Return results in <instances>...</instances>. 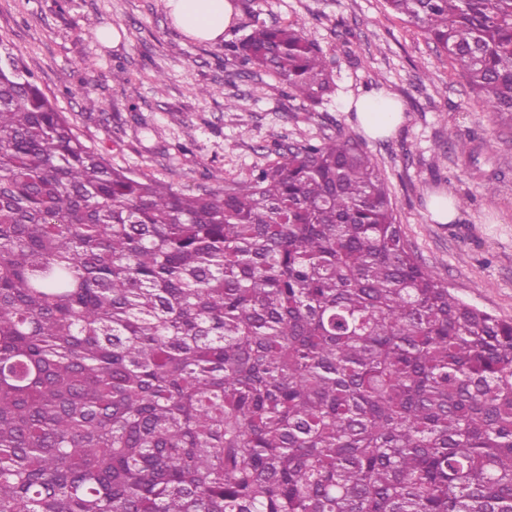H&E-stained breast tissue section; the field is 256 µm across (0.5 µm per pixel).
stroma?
<instances>
[{
	"instance_id": "stroma-1",
	"label": "stroma",
	"mask_w": 512,
	"mask_h": 512,
	"mask_svg": "<svg viewBox=\"0 0 512 512\" xmlns=\"http://www.w3.org/2000/svg\"><path fill=\"white\" fill-rule=\"evenodd\" d=\"M222 39L199 42L165 0H0V41L34 74L81 140L112 166L199 195L249 176L307 140L343 134L364 144L396 201V219L419 263L462 300L512 319V127L495 124L446 56L384 0H232ZM303 19L326 55L336 89L314 106L274 77L237 74L224 44L253 15ZM120 39L105 45L100 24ZM130 74L120 84L112 74ZM213 96H200L203 86ZM101 109L88 111L85 91ZM383 91L402 105L387 137L370 138L349 99ZM240 106L225 109L226 98ZM468 141L461 157L449 133ZM466 199L455 219L429 204Z\"/></svg>"
}]
</instances>
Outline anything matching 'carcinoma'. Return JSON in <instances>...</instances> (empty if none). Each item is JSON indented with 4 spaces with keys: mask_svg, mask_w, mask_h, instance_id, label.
<instances>
[{
    "mask_svg": "<svg viewBox=\"0 0 512 512\" xmlns=\"http://www.w3.org/2000/svg\"><path fill=\"white\" fill-rule=\"evenodd\" d=\"M512 123V0H385ZM319 103L305 24L224 44ZM0 512H512V321L338 133L224 190L112 167L0 65Z\"/></svg>",
    "mask_w": 512,
    "mask_h": 512,
    "instance_id": "1",
    "label": "carcinoma"
}]
</instances>
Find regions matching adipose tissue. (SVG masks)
I'll use <instances>...</instances> for the list:
<instances>
[{
	"label": "adipose tissue",
	"mask_w": 512,
	"mask_h": 512,
	"mask_svg": "<svg viewBox=\"0 0 512 512\" xmlns=\"http://www.w3.org/2000/svg\"><path fill=\"white\" fill-rule=\"evenodd\" d=\"M167 6L178 28L201 41L217 40L233 17L229 0H167ZM357 115L366 134L372 137L388 135L402 117L395 101L383 93L363 96L357 104Z\"/></svg>",
	"instance_id": "adipose-tissue-1"
}]
</instances>
